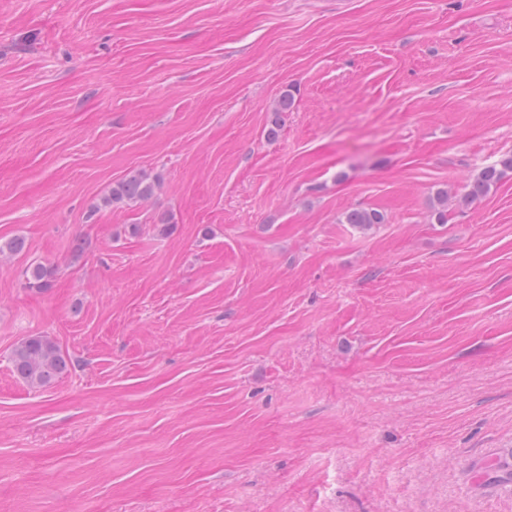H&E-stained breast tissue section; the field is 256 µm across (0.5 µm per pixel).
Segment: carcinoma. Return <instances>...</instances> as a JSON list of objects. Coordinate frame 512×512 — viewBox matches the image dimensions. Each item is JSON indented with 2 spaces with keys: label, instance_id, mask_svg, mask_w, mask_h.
Here are the masks:
<instances>
[{
  "label": "carcinoma",
  "instance_id": "1",
  "mask_svg": "<svg viewBox=\"0 0 512 512\" xmlns=\"http://www.w3.org/2000/svg\"><path fill=\"white\" fill-rule=\"evenodd\" d=\"M512 171V156H507L495 165L483 168L472 180L466 199L474 202L497 186L506 173ZM157 187L156 180L142 171L133 172L112 186L100 198L95 209H110L119 204L146 200L152 197ZM384 216L376 209H353L344 213L346 224H380ZM26 287L46 290L56 277L55 265L49 261L30 264L21 270ZM11 361L17 375L32 388H43L51 384L66 369V360L58 344L47 336H28L13 349Z\"/></svg>",
  "mask_w": 512,
  "mask_h": 512
}]
</instances>
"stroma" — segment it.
Masks as SVG:
<instances>
[{"label": "stroma", "instance_id": "obj_1", "mask_svg": "<svg viewBox=\"0 0 512 512\" xmlns=\"http://www.w3.org/2000/svg\"><path fill=\"white\" fill-rule=\"evenodd\" d=\"M510 155L512 0H0V512H512ZM512 171V156L504 157L498 164L483 168L472 180L466 199L474 202L486 195L497 186L506 172ZM156 180L142 171L133 172L124 180L112 186L110 191L100 198L95 205L96 210L111 209L119 204L149 199L155 193ZM21 277L27 288L46 290L52 286L56 277L55 265L49 261L30 264L21 270ZM11 361L17 375L32 388L51 384L66 369L58 344L47 336H28L13 349Z\"/></svg>", "mask_w": 512, "mask_h": 512}]
</instances>
